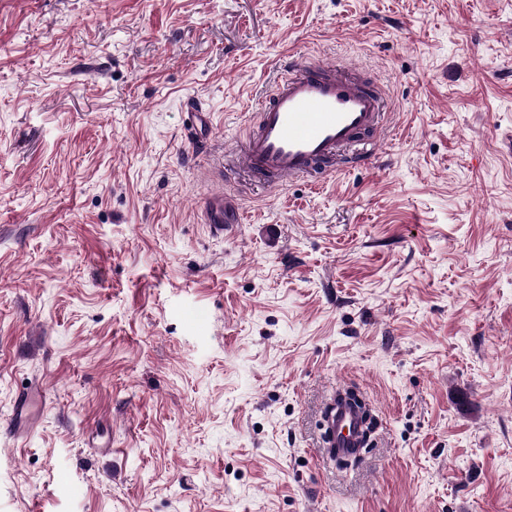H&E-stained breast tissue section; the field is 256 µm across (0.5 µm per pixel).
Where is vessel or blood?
<instances>
[{
    "label": "vessel or blood",
    "instance_id": "obj_1",
    "mask_svg": "<svg viewBox=\"0 0 512 512\" xmlns=\"http://www.w3.org/2000/svg\"><path fill=\"white\" fill-rule=\"evenodd\" d=\"M256 109L255 123L246 129L242 148L231 153L227 165L230 172L242 170L252 179L276 184L368 167L376 158L377 142L391 130L377 86L353 69L320 62L289 61ZM185 110L190 133L204 132L209 112L192 100L186 101ZM234 206L224 193L209 196L202 216L213 236L230 231L224 213ZM40 400L36 385L18 394L10 420L15 441H24L35 428ZM365 430L364 410L345 399L343 388H331L320 419L323 462L334 465L361 457Z\"/></svg>",
    "mask_w": 512,
    "mask_h": 512
}]
</instances>
